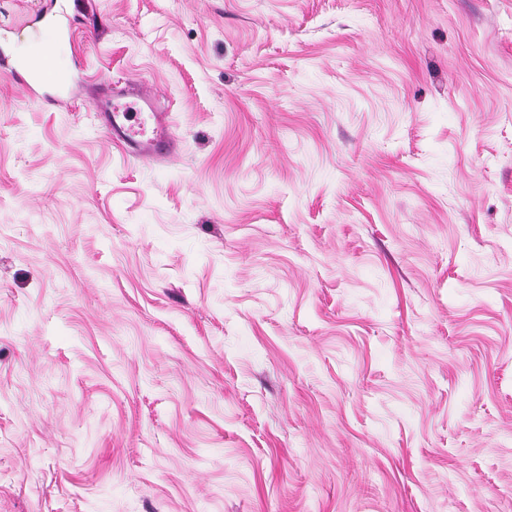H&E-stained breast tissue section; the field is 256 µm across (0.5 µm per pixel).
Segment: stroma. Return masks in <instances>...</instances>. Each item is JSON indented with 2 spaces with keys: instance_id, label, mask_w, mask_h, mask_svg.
<instances>
[{
  "instance_id": "stroma-1",
  "label": "stroma",
  "mask_w": 512,
  "mask_h": 512,
  "mask_svg": "<svg viewBox=\"0 0 512 512\" xmlns=\"http://www.w3.org/2000/svg\"><path fill=\"white\" fill-rule=\"evenodd\" d=\"M66 7L71 103L0 76V512H512V0ZM90 105L101 119L106 137L133 158L166 164L177 154L181 140L174 132L172 113L146 83L100 84Z\"/></svg>"
}]
</instances>
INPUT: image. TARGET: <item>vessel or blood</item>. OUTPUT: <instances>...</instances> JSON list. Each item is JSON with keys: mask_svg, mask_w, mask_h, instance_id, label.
Here are the masks:
<instances>
[{"mask_svg": "<svg viewBox=\"0 0 512 512\" xmlns=\"http://www.w3.org/2000/svg\"><path fill=\"white\" fill-rule=\"evenodd\" d=\"M54 63L55 48L51 45L39 48L23 61L1 50L0 76L22 79L32 88ZM90 105L100 118L106 137L133 158L164 164L177 154L181 141L174 132L172 114L146 83L129 80L120 86L112 82L100 84Z\"/></svg>", "mask_w": 512, "mask_h": 512, "instance_id": "b4317fda", "label": "vessel or blood"}]
</instances>
